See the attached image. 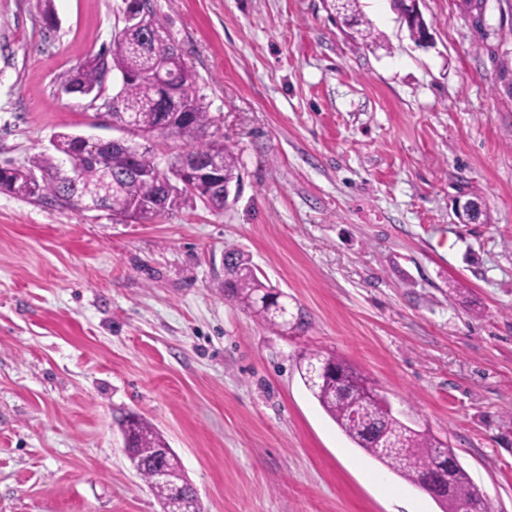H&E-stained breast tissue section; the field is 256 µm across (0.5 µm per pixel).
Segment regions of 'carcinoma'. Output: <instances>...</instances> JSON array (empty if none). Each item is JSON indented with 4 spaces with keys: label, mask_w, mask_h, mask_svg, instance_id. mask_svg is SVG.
I'll return each mask as SVG.
<instances>
[{
    "label": "carcinoma",
    "mask_w": 512,
    "mask_h": 512,
    "mask_svg": "<svg viewBox=\"0 0 512 512\" xmlns=\"http://www.w3.org/2000/svg\"><path fill=\"white\" fill-rule=\"evenodd\" d=\"M125 9L138 7L136 26L123 28L108 50L109 67L128 77L123 90L120 112L130 114L137 130L144 138L157 136L176 138L183 143L184 152L198 158L200 166L210 167L215 178L231 181L241 179L238 154L224 143L208 138L214 118L201 102L195 88V74L181 59V49L167 27L156 17L150 0H123ZM395 10L406 15L410 37L420 43L426 39L424 18L416 14L411 0H393ZM343 21L365 42L374 43L377 36L362 19L358 0L342 4ZM170 67L172 85L165 90L155 79L159 63ZM65 84L73 87H102L101 70L91 61L71 73ZM70 160L78 169L74 181L60 168L61 161ZM153 150L146 148L132 154L115 149H104L95 159H88L76 136L59 133L53 138V151L40 152L21 166L0 167V186L17 195L38 200L52 197L69 201L81 195H95L102 209L124 213L139 221L153 220L186 202L190 195L178 187L163 192L169 175L158 170ZM112 170L110 183H102L103 170ZM152 171L150 180L133 177L129 171ZM224 297L251 311L264 325L283 333H296L306 328L299 316L290 319V313L277 315L269 303L287 301L276 293V287L257 276L250 260L238 249L224 250ZM299 371L304 385L318 401L325 413L339 429L365 453L409 481L417 473L431 468L440 457L448 456V446L433 435L400 428V422L390 419L375 405L364 404L361 386L368 378L333 354L308 349L302 353ZM362 408L364 419L372 426L395 432L406 451L387 453L371 447V440L362 430V424L352 418L353 411ZM122 431L131 433L132 448L128 460L139 471V478L147 483L164 509L171 512H194L196 495L188 485L179 457L169 448L155 427L136 415L132 421H123ZM166 469L171 481L160 483L155 479L156 466ZM455 483L454 500L441 504L445 512H458L467 504L472 512H492V506L472 483L462 466L452 474Z\"/></svg>",
    "instance_id": "1"
}]
</instances>
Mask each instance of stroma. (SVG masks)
<instances>
[{
	"instance_id": "obj_1",
	"label": "stroma",
	"mask_w": 512,
	"mask_h": 512,
	"mask_svg": "<svg viewBox=\"0 0 512 512\" xmlns=\"http://www.w3.org/2000/svg\"><path fill=\"white\" fill-rule=\"evenodd\" d=\"M239 156L221 210L128 222L0 190V512H161L117 420L145 417L203 512H442L356 448L303 351L357 367L512 512V0H150ZM0 0V167L60 131L108 139L62 94L122 0ZM481 205L469 222L467 201ZM302 311L283 336L226 300L225 246ZM357 3L358 0H346V3L342 4L341 9L344 11L343 21L345 25H347L350 29H353L355 33L358 34L361 40L364 42L376 43L379 37L374 34L369 24L362 19V15L358 9ZM362 26L365 27L361 28ZM411 1L414 0H393L395 10L406 15V25L410 37L415 43H420L426 39L427 29L424 18L416 14V6Z\"/></svg>"
}]
</instances>
